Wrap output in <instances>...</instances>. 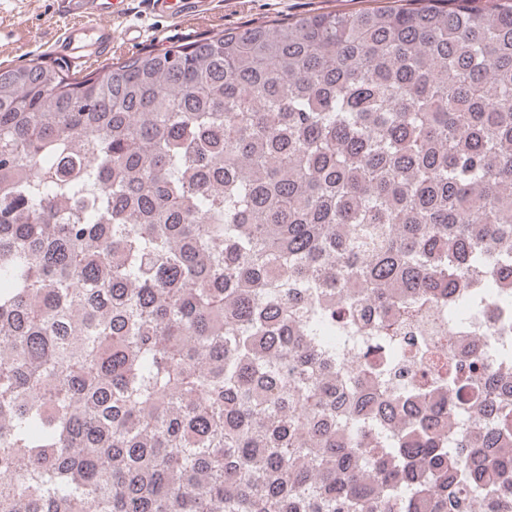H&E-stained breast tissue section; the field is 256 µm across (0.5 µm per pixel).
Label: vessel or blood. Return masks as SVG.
Listing matches in <instances>:
<instances>
[{
	"label": "vessel or blood",
	"mask_w": 512,
	"mask_h": 512,
	"mask_svg": "<svg viewBox=\"0 0 512 512\" xmlns=\"http://www.w3.org/2000/svg\"><path fill=\"white\" fill-rule=\"evenodd\" d=\"M157 17L183 22L205 12L209 0H142ZM130 0H60V11L69 25L59 35L55 52L78 63L112 51L117 35L112 21L127 15Z\"/></svg>",
	"instance_id": "vessel-or-blood-1"
}]
</instances>
